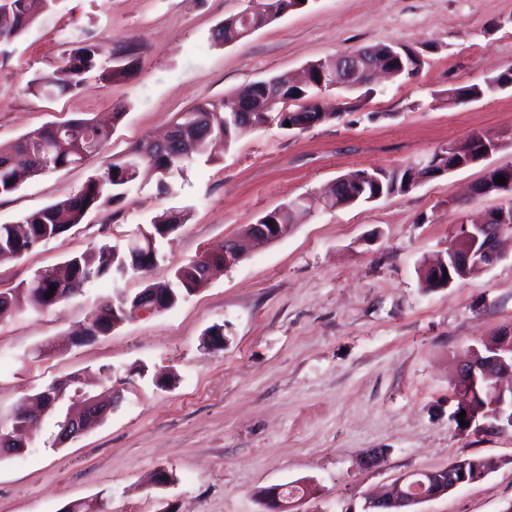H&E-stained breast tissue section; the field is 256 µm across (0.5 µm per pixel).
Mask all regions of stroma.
<instances>
[{"label": "stroma", "instance_id": "obj_1", "mask_svg": "<svg viewBox=\"0 0 512 512\" xmlns=\"http://www.w3.org/2000/svg\"><path fill=\"white\" fill-rule=\"evenodd\" d=\"M248 0H58L17 41L0 46V146L72 118L124 117L103 150L26 180L0 197V224L75 194L112 156L164 135L193 106L271 76L364 46L419 50L414 77L374 84L347 99L342 117L309 128L271 123L211 157H198L160 192L153 178L103 204L85 223L19 258L0 259V291L76 252L122 245L156 215L186 208L148 279H104L45 311L0 316V416L55 381L106 393L100 367L121 379V400L82 436L50 447L44 420L23 456L0 459V512H263L259 490L299 481L313 491L293 512H363L401 476L480 456L483 480L424 502L419 512H505L512 505V430L460 426L458 362L468 347L512 329V241L495 266L426 291L417 269L446 253L462 218L498 207L469 186L512 165V86L463 105L454 86L485 84L512 67V0H309L249 37L212 32ZM97 45L126 71L90 74L79 93L33 95L73 49ZM504 145L405 193L338 209L315 208L285 237L253 245L237 264L169 310L140 312L105 335L73 334L100 300L237 238L266 213L358 169L398 168L473 133ZM223 348L204 346L212 326ZM384 457L367 466L373 449ZM173 482L158 488V469Z\"/></svg>", "mask_w": 512, "mask_h": 512}]
</instances>
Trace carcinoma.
Returning <instances> with one entry per match:
<instances>
[{
  "label": "carcinoma",
  "instance_id": "cac0c4a2",
  "mask_svg": "<svg viewBox=\"0 0 512 512\" xmlns=\"http://www.w3.org/2000/svg\"><path fill=\"white\" fill-rule=\"evenodd\" d=\"M56 0H9L11 21L0 27V43L9 42L21 36L37 18L42 9H50ZM252 12L249 25L233 22L229 17L224 25L214 33L216 39H227L228 36L239 34L249 26L260 28L268 25L279 15L296 10L298 0H251ZM395 46L377 45L359 49V52H369L373 56L385 60L389 69L400 68L396 55L393 54ZM100 48L96 45L82 46L75 49L69 56L61 61L63 70L69 72V81L60 84L48 80V75L40 74L29 82V89L35 94L51 95L56 91H82L87 87V74L97 67ZM268 81L277 86L278 102L283 104L280 112H270V106L277 102L258 91L251 85L229 95L216 103H204L189 111L190 120L180 119L178 124L186 122L191 128L186 135L163 142H143L135 145L122 155L112 157L103 172L89 179L73 196L48 205L24 217L16 224H0V256L9 255L21 257L33 246L40 242L54 239L73 227L84 223L87 217L100 208L106 201H117L123 197L125 191L134 182L154 175L157 177L158 187L164 191L169 189L167 179L180 175L192 163L195 157L205 151L206 144L212 138H222L232 142L248 129L241 128L224 118L219 113L224 111L225 103L236 97L246 94H255L256 112L253 113L254 126L261 127L275 119L281 127L293 121L291 114L297 111H306V120H311L309 112L318 110L314 104L320 88V75L316 66H310L309 76L306 80H282L270 77ZM512 85V68L487 81L485 85L477 84L452 87L448 89V101L453 105L478 100L507 85ZM72 129L69 137L59 138L54 125L36 129L21 138L13 147L0 149V196H7L15 192L19 185L27 178L39 175L43 171L54 170L81 162L86 156L84 135L92 132L98 141V146H104L112 136V129L100 126L88 119H73L65 122ZM487 138L484 132L470 136L466 141L459 143V152L462 156L477 153L482 140ZM413 168L406 165L394 169H380L377 181L358 190L360 201L382 195L384 197L395 193H405L413 187ZM296 210L286 208L273 210L259 219L265 224H293ZM188 221V213L181 211L178 218H172L169 213H162L154 217L150 224L139 228V232L131 238L135 242L147 235L157 241H164L176 234ZM66 266L69 277L60 280L55 275V269L46 268L37 271L33 277L20 284L12 291L0 292V305L10 309L30 307L34 310H48L60 302L68 299L76 287L93 285L102 279H123L127 276L137 275L141 278L153 268V265L144 260L135 265L131 262L128 253L122 250L115 251L113 246L104 244L90 252L77 253L71 256ZM213 270L205 263V256L201 255L189 262L178 266L173 278L167 282L148 283L139 291L145 296L148 289L157 287L160 290L159 305L166 309L174 306L185 296L191 294L204 283ZM55 291H50L51 286ZM51 296H46V293ZM133 296L124 292L117 293L111 299L101 302L90 314L83 330L85 336H98L112 330V308L123 307L132 310Z\"/></svg>",
  "mask_w": 512,
  "mask_h": 512
}]
</instances>
